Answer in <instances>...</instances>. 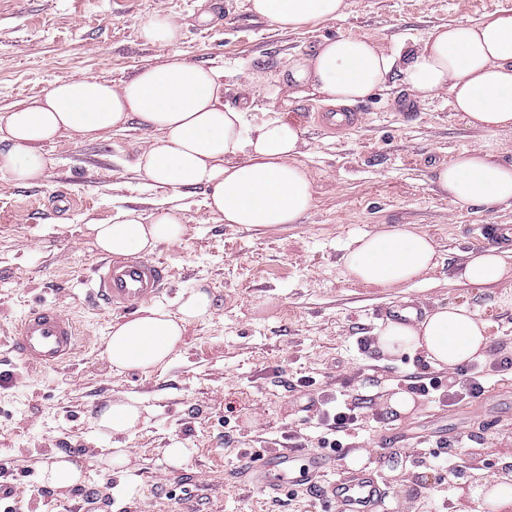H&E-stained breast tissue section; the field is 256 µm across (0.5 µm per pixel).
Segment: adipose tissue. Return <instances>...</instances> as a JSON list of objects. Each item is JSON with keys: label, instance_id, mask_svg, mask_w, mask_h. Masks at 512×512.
<instances>
[{"label": "adipose tissue", "instance_id": "adipose-tissue-1", "mask_svg": "<svg viewBox=\"0 0 512 512\" xmlns=\"http://www.w3.org/2000/svg\"><path fill=\"white\" fill-rule=\"evenodd\" d=\"M255 15L278 29L297 31L340 16L344 0H248ZM418 97L450 89L456 111L467 123L489 132L512 128V10L481 22L434 27L408 52H385L368 36L324 40L310 55L292 57L277 75L254 73L253 82L271 95L283 88L313 87L332 105H348L386 82L392 71ZM138 116L161 131L144 151L138 169L158 186L204 187L208 205L225 223L272 226L295 223L312 205L313 185L302 164L301 132L275 115L250 125L248 111L224 103L222 72L174 59L146 66L120 87L94 78L59 81L32 104L0 114V173L19 183L41 178L44 143L62 133L92 139ZM241 163H233L236 155ZM437 183L463 203H512V163H499L480 150L459 154L437 172ZM96 246L122 256L148 253L158 244L180 241V209L150 217L119 211L107 224L89 226ZM431 240L404 227L359 238L346 258L349 275L383 288L403 285L434 267ZM512 275L494 251L473 255L461 266L462 283L482 287ZM211 308L206 291L181 300L178 315L143 306L116 322L105 355L117 370L148 371L166 365L182 342L187 323ZM486 324L477 313L448 306L416 325L388 322L378 343L384 353L420 354L432 367L453 369L484 357Z\"/></svg>", "mask_w": 512, "mask_h": 512}]
</instances>
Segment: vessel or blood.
<instances>
[{
  "label": "vessel or blood",
  "instance_id": "b4317fda",
  "mask_svg": "<svg viewBox=\"0 0 512 512\" xmlns=\"http://www.w3.org/2000/svg\"><path fill=\"white\" fill-rule=\"evenodd\" d=\"M362 115L352 109L319 113L318 124L331 132L358 126ZM171 272L163 262L142 255L108 256L93 268L90 297L106 309L125 312L154 301ZM423 314L417 300L400 301L383 308V319L412 323ZM79 344L75 321L52 306L30 310L18 323L11 349L28 367L44 369L71 358ZM331 458L321 452L276 448L252 454L236 473L243 484L266 493L313 490L333 504L336 512H375L388 496L387 485L375 472L344 471L328 485L318 480L330 467Z\"/></svg>",
  "mask_w": 512,
  "mask_h": 512
}]
</instances>
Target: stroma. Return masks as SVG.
Here are the masks:
<instances>
[{
	"instance_id": "35a3bbf8",
	"label": "stroma",
	"mask_w": 512,
	"mask_h": 512,
	"mask_svg": "<svg viewBox=\"0 0 512 512\" xmlns=\"http://www.w3.org/2000/svg\"><path fill=\"white\" fill-rule=\"evenodd\" d=\"M225 2L223 24L201 31L192 24L199 0H0V113L59 80L93 77L117 87L176 58L223 71L225 104L248 102L252 122L277 112L296 124L299 160L314 187L296 223H225L208 208L205 189L158 187L137 170L138 156L160 136L137 117L94 140L67 133L44 143L47 164L34 183L0 175V461L17 486L0 512H71L77 504L84 512H330L305 492L270 495L234 483L233 474L265 448L316 450L318 405L336 399L358 406L362 423L348 447L369 451L365 468L386 477L396 512H474L470 484L501 475L512 458V370L489 376L481 410L435 395L398 414L389 397L431 367L417 354L383 353L376 313L414 297L432 311L464 306L487 324L484 364L512 353V277L485 287L456 278L482 249L475 228L512 226V205L457 202L436 183L438 169L465 150L512 163V130L468 126L446 89L406 110L395 72L356 103L363 123L333 135L312 125L327 109L318 91L271 97L249 76L279 72L327 38L367 35L389 51L410 47L435 26L482 20L512 9V0H345L340 17L296 32L252 14L247 0ZM161 9L182 27L177 45L139 37ZM60 194L69 196L68 210L55 209ZM170 206L180 207L185 231L153 251L173 273L160 304L177 311L180 296L200 286L210 313L187 324L166 367L118 371L104 350L125 315L87 298L101 256L88 225L121 209L147 216ZM403 225L432 240L436 267L397 288L353 282L345 257L355 241ZM39 305L73 315L80 343L65 364L29 370L3 344ZM132 400L142 418L127 434L103 436L88 419L108 402ZM400 430L410 438L396 454L372 455L384 434ZM447 443L460 477L429 461V451ZM174 444L192 451L179 465L165 453ZM114 448L127 449L129 461L113 470L105 459ZM60 453L81 465L82 480L58 492L43 486L40 467Z\"/></svg>"
}]
</instances>
